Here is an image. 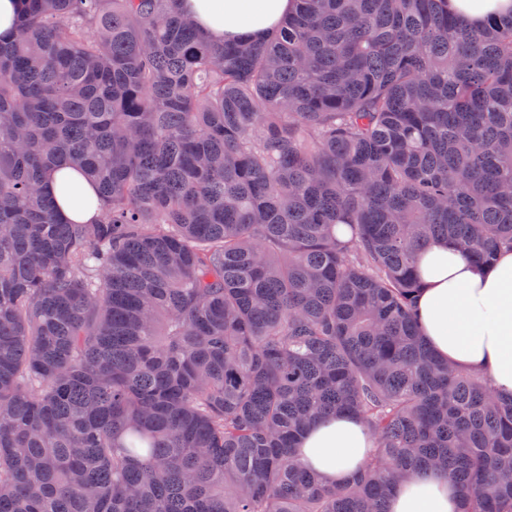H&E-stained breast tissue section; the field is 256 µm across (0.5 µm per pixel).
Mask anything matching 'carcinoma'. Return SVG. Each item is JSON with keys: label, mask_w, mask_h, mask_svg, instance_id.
<instances>
[{"label": "carcinoma", "mask_w": 512, "mask_h": 512, "mask_svg": "<svg viewBox=\"0 0 512 512\" xmlns=\"http://www.w3.org/2000/svg\"><path fill=\"white\" fill-rule=\"evenodd\" d=\"M0 38V512H386L435 469L512 512V397L419 330L416 253L512 248V16L294 0L218 44L181 0H20ZM69 167L99 218L42 190ZM343 224L350 237L341 239ZM360 417L325 485L296 443ZM63 179L69 180L77 186L83 202L76 204L73 199L60 194L59 186ZM43 188L45 193L57 199L59 212L64 220L84 223L96 217L98 213L97 197L75 170L64 169L51 173L45 180ZM374 448V437L359 418L336 415L312 426L299 445L300 458L327 483L358 471Z\"/></svg>", "instance_id": "carcinoma-1"}]
</instances>
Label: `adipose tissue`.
Segmentation results:
<instances>
[{
  "label": "adipose tissue",
  "mask_w": 512,
  "mask_h": 512,
  "mask_svg": "<svg viewBox=\"0 0 512 512\" xmlns=\"http://www.w3.org/2000/svg\"><path fill=\"white\" fill-rule=\"evenodd\" d=\"M198 27L217 42L259 35L277 26L292 0H182ZM71 181L78 199L60 195ZM44 191L56 197L64 220L88 222L98 213L93 190L72 169L51 173ZM421 334L429 347L458 369L484 376L491 389L512 396V251L488 266L474 264L445 239L417 254ZM374 437L359 418L336 415L312 426L299 445L300 458L327 483L341 482L369 458ZM388 512H461L458 486L430 470L398 482Z\"/></svg>",
  "instance_id": "adipose-tissue-1"
}]
</instances>
